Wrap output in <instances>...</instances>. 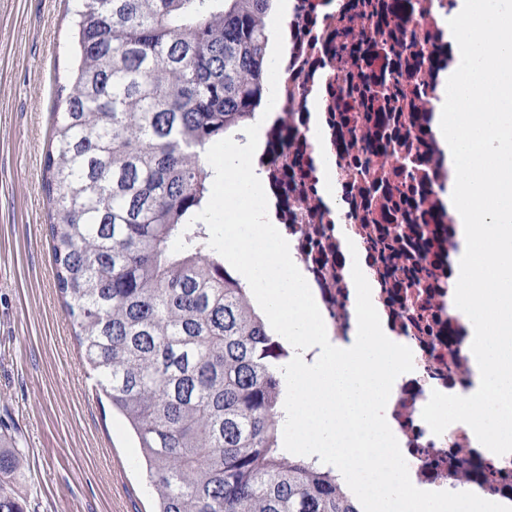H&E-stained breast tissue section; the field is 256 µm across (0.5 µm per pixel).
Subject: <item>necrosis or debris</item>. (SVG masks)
Masks as SVG:
<instances>
[{
	"label": "necrosis or debris",
	"mask_w": 512,
	"mask_h": 512,
	"mask_svg": "<svg viewBox=\"0 0 512 512\" xmlns=\"http://www.w3.org/2000/svg\"><path fill=\"white\" fill-rule=\"evenodd\" d=\"M290 3L273 119L263 128L253 169L293 246L328 339L349 346L357 326L344 275L342 242L348 238L365 259L372 302L385 315L391 337L413 352L414 368L395 380L387 406L413 484L435 491L465 488L512 502V453L480 451L464 423L437 436L422 419L432 391L467 396L475 388L467 335L459 317L450 315L448 291L441 286L448 278L451 219L442 200L448 170L429 128L439 73L454 57L446 33L453 0ZM381 30L402 41L401 55L383 48ZM346 44L360 45L358 71L373 92L390 93L388 108L337 111L335 94L346 87L339 63ZM316 112L333 158L331 206L323 199L309 135ZM367 131L401 136L406 145L385 163L371 161L372 147L361 139ZM398 208L412 209L416 226L394 268L378 260L372 228L398 234Z\"/></svg>",
	"instance_id": "obj_1"
}]
</instances>
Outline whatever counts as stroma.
Segmentation results:
<instances>
[{
	"mask_svg": "<svg viewBox=\"0 0 512 512\" xmlns=\"http://www.w3.org/2000/svg\"><path fill=\"white\" fill-rule=\"evenodd\" d=\"M68 8L0 0V431L22 453L26 512H155L123 419L85 384L54 276L42 178L70 74Z\"/></svg>",
	"mask_w": 512,
	"mask_h": 512,
	"instance_id": "35a3bbf8",
	"label": "stroma"
}]
</instances>
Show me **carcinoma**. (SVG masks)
Returning <instances> with one entry per match:
<instances>
[{
	"mask_svg": "<svg viewBox=\"0 0 512 512\" xmlns=\"http://www.w3.org/2000/svg\"><path fill=\"white\" fill-rule=\"evenodd\" d=\"M76 55L45 154L57 288L133 429L158 512H363L282 447L287 351L193 221L207 150L267 94L275 0H72ZM0 435V512H23Z\"/></svg>",
	"mask_w": 512,
	"mask_h": 512,
	"instance_id": "carcinoma-1",
	"label": "carcinoma"
}]
</instances>
